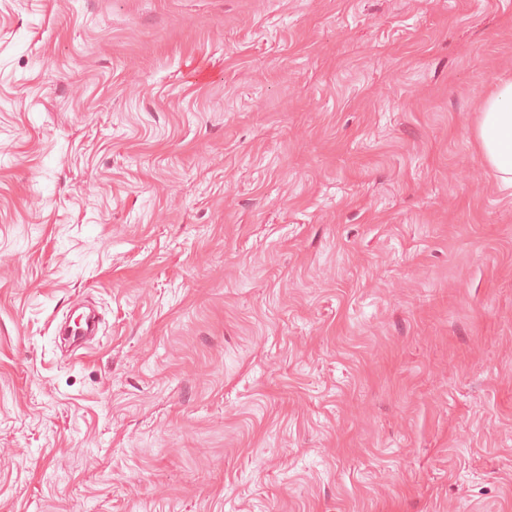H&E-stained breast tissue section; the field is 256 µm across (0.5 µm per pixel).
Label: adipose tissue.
Wrapping results in <instances>:
<instances>
[{
	"instance_id": "1",
	"label": "adipose tissue",
	"mask_w": 512,
	"mask_h": 512,
	"mask_svg": "<svg viewBox=\"0 0 512 512\" xmlns=\"http://www.w3.org/2000/svg\"><path fill=\"white\" fill-rule=\"evenodd\" d=\"M475 141L501 190L512 192V80L500 81L483 98Z\"/></svg>"
}]
</instances>
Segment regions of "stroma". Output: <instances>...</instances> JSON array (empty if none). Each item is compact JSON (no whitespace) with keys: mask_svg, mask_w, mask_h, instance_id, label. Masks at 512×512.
Returning <instances> with one entry per match:
<instances>
[{"mask_svg":"<svg viewBox=\"0 0 512 512\" xmlns=\"http://www.w3.org/2000/svg\"><path fill=\"white\" fill-rule=\"evenodd\" d=\"M505 78L512 0H0V512H512ZM475 141L501 190L512 194V80L500 81L483 98Z\"/></svg>","mask_w":512,"mask_h":512,"instance_id":"obj_1","label":"stroma"}]
</instances>
